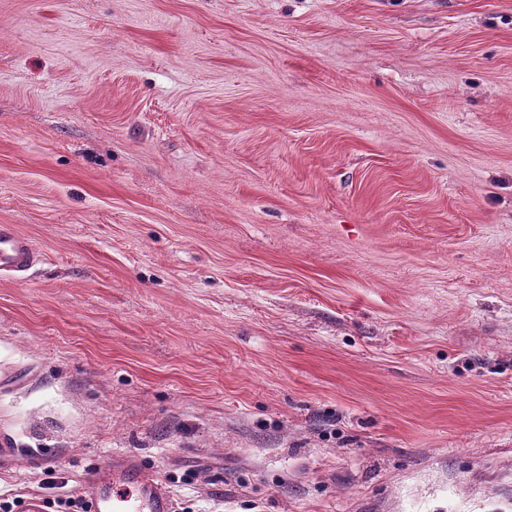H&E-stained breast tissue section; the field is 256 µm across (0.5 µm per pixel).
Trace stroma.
I'll return each instance as SVG.
<instances>
[{"label":"stroma","mask_w":512,"mask_h":512,"mask_svg":"<svg viewBox=\"0 0 512 512\" xmlns=\"http://www.w3.org/2000/svg\"><path fill=\"white\" fill-rule=\"evenodd\" d=\"M0 502L512 512V0H0ZM38 253L13 224H0V275L24 280L37 264ZM82 493L88 512H176L165 484L130 454L115 453L108 464L89 473Z\"/></svg>","instance_id":"35a3bbf8"}]
</instances>
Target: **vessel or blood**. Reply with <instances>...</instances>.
<instances>
[{
    "label": "vessel or blood",
    "mask_w": 512,
    "mask_h": 512,
    "mask_svg": "<svg viewBox=\"0 0 512 512\" xmlns=\"http://www.w3.org/2000/svg\"><path fill=\"white\" fill-rule=\"evenodd\" d=\"M38 253L27 236L12 224H0V275L25 279ZM87 512H176L174 500L155 472L130 454H113L104 467L84 478Z\"/></svg>",
    "instance_id": "vessel-or-blood-1"
}]
</instances>
